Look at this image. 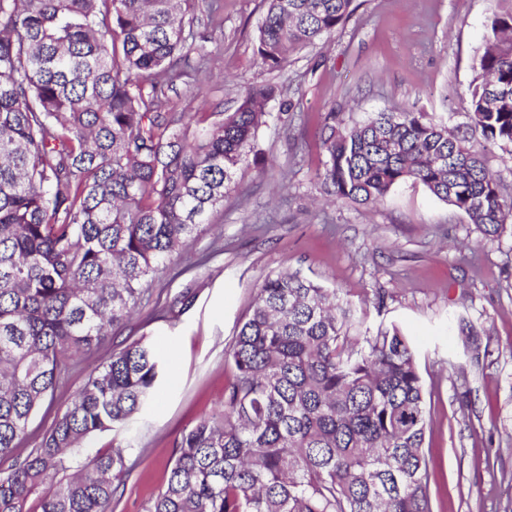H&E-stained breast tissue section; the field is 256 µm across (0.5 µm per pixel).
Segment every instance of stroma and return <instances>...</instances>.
Wrapping results in <instances>:
<instances>
[{
	"label": "stroma",
	"mask_w": 512,
	"mask_h": 512,
	"mask_svg": "<svg viewBox=\"0 0 512 512\" xmlns=\"http://www.w3.org/2000/svg\"><path fill=\"white\" fill-rule=\"evenodd\" d=\"M325 42L295 53L279 71L256 53L262 0H223L197 30H222L205 72L168 90L174 112L233 110L252 85L273 84L291 103L270 102L260 152L210 229L168 261L148 302L64 380L35 411L19 454L36 448L90 372L126 339L160 348L165 379L127 427L97 434L107 451L133 446L135 467L113 512H144L169 476L180 432L222 404L226 359L257 288L273 271L300 273L357 309L363 334L399 327L416 350L428 390L425 445L433 457V512H512V236L487 239L463 213L425 187L406 183L378 206L327 201L316 173L323 113L358 121L406 109L461 123L470 107L474 58L493 0H356ZM193 288L186 310L167 300ZM470 322L477 339L462 330Z\"/></svg>",
	"instance_id": "stroma-1"
}]
</instances>
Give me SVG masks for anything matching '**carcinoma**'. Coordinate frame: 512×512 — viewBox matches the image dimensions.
Masks as SVG:
<instances>
[{"mask_svg":"<svg viewBox=\"0 0 512 512\" xmlns=\"http://www.w3.org/2000/svg\"><path fill=\"white\" fill-rule=\"evenodd\" d=\"M355 0H265L257 53L269 71L331 35ZM222 0H0V512H109L127 448L94 435L153 397L162 356L142 335L88 376L39 446L15 455L70 362L129 321L149 282L186 249L257 152L269 84L231 112H172L165 88L191 61L199 4ZM455 130L424 112L347 123L326 112L317 178L326 200L366 206L423 185L488 237L507 229L500 182L473 140L512 156V0H498ZM336 290L268 274L227 352L224 408L175 441L145 512H432L426 390L398 328L351 333ZM88 459L66 481L69 460Z\"/></svg>","mask_w":512,"mask_h":512,"instance_id":"carcinoma-1","label":"carcinoma"}]
</instances>
